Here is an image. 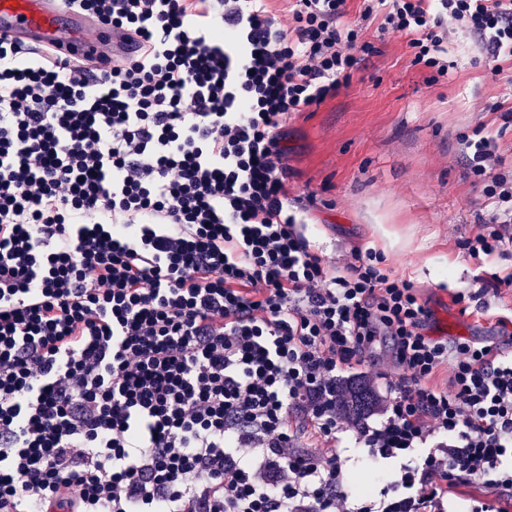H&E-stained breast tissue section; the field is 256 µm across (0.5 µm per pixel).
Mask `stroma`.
Masks as SVG:
<instances>
[{"instance_id":"obj_1","label":"stroma","mask_w":512,"mask_h":512,"mask_svg":"<svg viewBox=\"0 0 512 512\" xmlns=\"http://www.w3.org/2000/svg\"><path fill=\"white\" fill-rule=\"evenodd\" d=\"M365 36L376 52L351 86L288 124L290 195L312 203L307 235L339 265L356 249L382 253L385 267L418 288L431 336L498 341L494 317L512 314V290L493 301L490 318L460 313L450 300L474 276L512 273V260L491 256L477 266L460 247L488 212L458 138L492 139L512 166V122L499 110L512 87L464 33L448 43L456 70L435 84L430 69L413 65L404 36L375 20ZM344 454L345 487L364 505L381 485L379 468L358 449Z\"/></svg>"}]
</instances>
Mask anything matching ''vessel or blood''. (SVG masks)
<instances>
[{"label":"vessel or blood","instance_id":"1","mask_svg":"<svg viewBox=\"0 0 512 512\" xmlns=\"http://www.w3.org/2000/svg\"><path fill=\"white\" fill-rule=\"evenodd\" d=\"M62 0H0V32L38 49L50 44L69 48L75 56H123L122 43L111 33H92V20L75 16L72 27H63Z\"/></svg>","mask_w":512,"mask_h":512}]
</instances>
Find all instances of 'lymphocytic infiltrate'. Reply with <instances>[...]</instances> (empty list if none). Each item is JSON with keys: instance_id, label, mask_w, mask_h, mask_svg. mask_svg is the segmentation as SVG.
<instances>
[{"instance_id": "f902f5d3", "label": "lymphocytic infiltrate", "mask_w": 512, "mask_h": 512, "mask_svg": "<svg viewBox=\"0 0 512 512\" xmlns=\"http://www.w3.org/2000/svg\"><path fill=\"white\" fill-rule=\"evenodd\" d=\"M115 63L0 33V512H448L512 501V319L501 344L428 334L374 251L336 267L288 208L287 126L407 39L447 77L451 34L512 62V0H65ZM512 257V170L461 137ZM372 367L373 422L336 411ZM350 438L393 465L344 487ZM495 492L493 489L477 484L460 485L450 494V498L454 501L455 510H464L468 500L472 497L492 496Z\"/></svg>"}]
</instances>
